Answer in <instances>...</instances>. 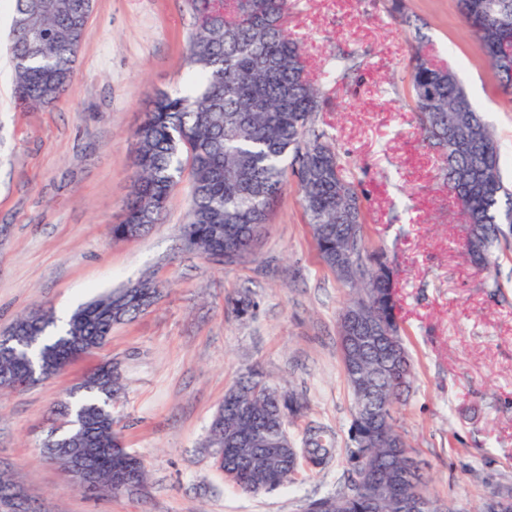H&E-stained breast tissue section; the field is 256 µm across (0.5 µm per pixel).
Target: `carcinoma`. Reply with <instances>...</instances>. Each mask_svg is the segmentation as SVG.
<instances>
[{"label": "carcinoma", "mask_w": 512, "mask_h": 512, "mask_svg": "<svg viewBox=\"0 0 512 512\" xmlns=\"http://www.w3.org/2000/svg\"><path fill=\"white\" fill-rule=\"evenodd\" d=\"M13 15H28L24 27L11 25L9 50L15 98L30 108L58 101L73 77V64L89 37L86 17L94 0H13ZM194 23L186 59L194 91L161 93L135 131L138 149L132 192L123 221L112 225L115 238L140 236L159 223L165 203L190 165L192 186L186 245L204 257H218L252 241L267 224L276 199L297 180L301 205L308 217L315 247L324 265L349 288L346 308L360 322L386 325L387 352L376 340L351 346L343 356L355 401L347 448L352 477L335 494L312 502L332 512H401L403 500L427 494L429 477L405 472L395 447L397 425L375 433L374 417H394L410 392L413 369L395 317L392 268L382 269L384 254L369 251L364 232V191L341 161L335 143L315 126V115L329 91L360 67L351 52L329 55L320 81L304 76L305 48L289 37L283 22L292 0H224V15L199 22L206 0H184ZM459 11L477 44L502 80L501 62L512 56V0H458ZM393 19L417 29L403 0H391ZM409 102L422 144L436 159L438 178L461 208L468 224L470 262L488 270L501 240L512 232V184L501 175V155L494 131L465 91L456 73L434 65L415 47L410 61ZM289 164H283L284 159ZM159 296L158 285L143 277L126 288L94 298L57 322L40 308L14 321L10 336H34L33 345L13 353L0 350V390H13L1 378H21L31 368L61 372L75 358L105 345L116 324L133 319ZM242 316H252L259 302L241 294L231 302ZM226 392L209 429L207 447L224 449V466L238 473L244 492L260 494L285 486L293 471L261 452L281 422L300 415L305 404L286 396L280 404L264 396L263 371L254 367ZM81 394L66 403L60 415L81 421L68 438L78 448L96 450L94 471L112 484L119 436L109 414L120 391L118 373L98 368L80 386ZM310 448L313 468L336 455V441L324 428L301 439Z\"/></svg>", "instance_id": "1"}]
</instances>
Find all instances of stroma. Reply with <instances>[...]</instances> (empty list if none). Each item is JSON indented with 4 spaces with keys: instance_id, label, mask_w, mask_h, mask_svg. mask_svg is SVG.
Masks as SVG:
<instances>
[{
    "instance_id": "stroma-1",
    "label": "stroma",
    "mask_w": 512,
    "mask_h": 512,
    "mask_svg": "<svg viewBox=\"0 0 512 512\" xmlns=\"http://www.w3.org/2000/svg\"><path fill=\"white\" fill-rule=\"evenodd\" d=\"M405 5L423 40L392 20L389 0H294L284 27L304 42L310 76L336 49L362 58L316 124L361 180L368 246L396 272V314L415 368L398 413L411 455L432 478L431 497L451 512H478L492 488L512 487V249L486 272L468 260L464 217L441 187L409 107L414 46L458 74L496 129L510 182L512 98L457 0ZM12 11L11 0H0V332L30 310L63 316L145 276L161 297L51 379L0 391V464L53 512H306L350 474L354 404L337 335L347 290L318 256L296 180L238 263L185 246L187 172L149 233L113 238L145 109L157 92L190 91L193 19L184 0H95L67 92L32 110L12 93L3 41ZM246 290L260 303L253 317L230 305ZM104 363L117 365L123 385L114 426L148 469L133 497L85 495L39 454L59 403ZM253 365L307 401L288 426L293 438L319 425L338 448L323 469H299L288 486L259 495L225 479L205 446L225 392Z\"/></svg>"
}]
</instances>
